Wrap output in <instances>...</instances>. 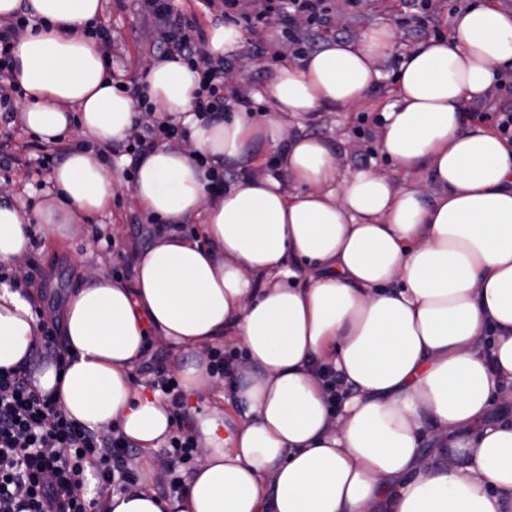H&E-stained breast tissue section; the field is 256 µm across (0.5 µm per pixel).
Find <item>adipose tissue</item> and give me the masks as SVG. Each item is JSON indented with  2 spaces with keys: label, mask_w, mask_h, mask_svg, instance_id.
<instances>
[{
  "label": "adipose tissue",
  "mask_w": 512,
  "mask_h": 512,
  "mask_svg": "<svg viewBox=\"0 0 512 512\" xmlns=\"http://www.w3.org/2000/svg\"><path fill=\"white\" fill-rule=\"evenodd\" d=\"M25 4L44 25L15 51L19 121L71 147L49 176L54 204L0 203V264L12 270L35 249L30 225L65 243L111 209L112 173L94 149L124 141L136 117L86 33L102 0H0V18ZM396 40L376 25L283 63L211 120L193 110L199 71L175 56L148 67L145 94L186 132L184 147L156 146L137 166L132 194L163 228L130 282L92 269L72 288L68 364L40 363L32 380L76 422L118 426L146 471L174 416L133 384L144 348L183 349L181 388L199 395L216 382L206 349L228 339L244 418L199 416L185 500L139 484L107 512H512V417L489 419L512 404V142L468 119L512 70V13L480 0L398 63L377 148L407 186L338 177L332 143L293 129L372 100ZM266 99L272 112L256 116ZM266 152L276 159L263 173L208 192L210 172ZM194 220L198 233H180ZM35 301L0 283V368L32 356Z\"/></svg>",
  "instance_id": "1"
}]
</instances>
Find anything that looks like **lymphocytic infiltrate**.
Returning <instances> with one entry per match:
<instances>
[{
  "label": "lymphocytic infiltrate",
  "instance_id": "f902f5d3",
  "mask_svg": "<svg viewBox=\"0 0 512 512\" xmlns=\"http://www.w3.org/2000/svg\"><path fill=\"white\" fill-rule=\"evenodd\" d=\"M155 19L166 53L202 74V92L194 108L203 117L223 111L224 75L229 67L204 51V38L172 0H145ZM225 11L244 21L279 15L285 28L300 21L318 28L332 23L331 0H223ZM31 20L16 16L0 26V112H12L20 92L14 81V49ZM145 120L117 149L136 160L158 142L180 143L185 132L171 120L156 117L149 101H142ZM200 440L188 430L170 436L163 450L172 495L185 486L177 471L195 465ZM130 442L113 427L92 430L71 420L30 380L28 366L0 369V512H100L99 501L87 498L88 479L99 486H134L136 474L127 466Z\"/></svg>",
  "mask_w": 512,
  "mask_h": 512
}]
</instances>
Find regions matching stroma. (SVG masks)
<instances>
[{
  "label": "stroma",
  "instance_id": "35a3bbf8",
  "mask_svg": "<svg viewBox=\"0 0 512 512\" xmlns=\"http://www.w3.org/2000/svg\"><path fill=\"white\" fill-rule=\"evenodd\" d=\"M471 2L437 0L428 17L416 19L404 10L394 8L391 0H380L376 10L361 14L352 12L342 0H337L331 30L301 24L296 30L300 38L296 44L289 41L278 18L255 25L242 24L245 38L231 73L224 78V96L229 99L237 93L263 88L273 67L296 60V47L310 52L334 41L353 42L364 29L373 25H391L397 32L395 52L404 54L418 41L448 36L455 15ZM98 23L112 34L109 73L113 81L124 84L128 90H135L145 68L160 59L163 52L153 20L144 8V0H105ZM254 45L266 47V54H252L250 48ZM379 116V108L369 103L351 110L318 113L304 120L302 130L335 142L336 167L340 175L371 169L398 184L402 181L400 174L376 149ZM129 162L128 155L111 156L108 165L113 176L119 179L112 212L88 221L92 227L105 224L110 232L108 239L103 241L87 232H78L70 246L37 248L21 270V286L39 288L41 305L49 318L57 317L59 307L77 284L80 264H90L107 271L114 269L127 279L131 276L132 251L151 244L145 218L130 187L120 178L121 165ZM47 178V171L37 170L34 164L25 162L9 171H0V203L28 206L50 203L52 196L44 187Z\"/></svg>",
  "mask_w": 512,
  "mask_h": 512
}]
</instances>
